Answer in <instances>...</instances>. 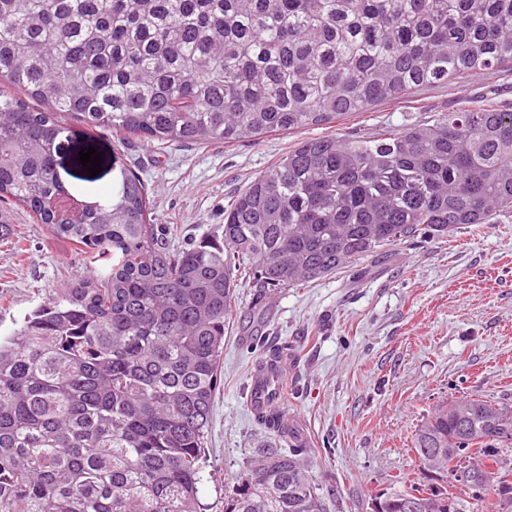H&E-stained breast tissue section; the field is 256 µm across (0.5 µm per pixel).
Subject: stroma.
<instances>
[{"mask_svg": "<svg viewBox=\"0 0 512 512\" xmlns=\"http://www.w3.org/2000/svg\"><path fill=\"white\" fill-rule=\"evenodd\" d=\"M512 102V74L495 72L447 87H422L336 123L268 134L232 146L118 142L111 133L71 125L72 150L94 141L108 161L144 181L153 215L180 248L221 235L238 193L308 137L377 136L388 127L432 120L481 100ZM0 338L46 296L82 272L80 255L51 239L25 209L0 200ZM244 283L224 334V385L217 392L203 459L200 497L220 512L261 440L248 406L249 377L263 349L294 345L285 412L314 447L313 477L327 512H370L368 498L393 476L420 475L409 447L418 423L462 393L512 404V214L471 224L448 237L419 238L349 264L310 284L265 299Z\"/></svg>", "mask_w": 512, "mask_h": 512, "instance_id": "1", "label": "stroma"}]
</instances>
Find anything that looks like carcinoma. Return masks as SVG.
Masks as SVG:
<instances>
[{
	"instance_id": "1",
	"label": "carcinoma",
	"mask_w": 512,
	"mask_h": 512,
	"mask_svg": "<svg viewBox=\"0 0 512 512\" xmlns=\"http://www.w3.org/2000/svg\"><path fill=\"white\" fill-rule=\"evenodd\" d=\"M512 65V0H0V197L109 261L0 339V512H203L201 460L239 272L264 293L512 210V109L301 141L181 250L126 169L79 220L63 120L119 140L234 144ZM224 512H325L312 447L277 408ZM422 477L377 512H512V406L463 393L417 425ZM495 484L448 482L455 460Z\"/></svg>"
}]
</instances>
